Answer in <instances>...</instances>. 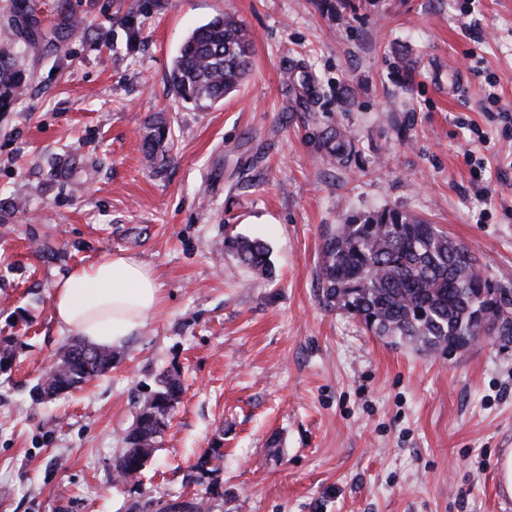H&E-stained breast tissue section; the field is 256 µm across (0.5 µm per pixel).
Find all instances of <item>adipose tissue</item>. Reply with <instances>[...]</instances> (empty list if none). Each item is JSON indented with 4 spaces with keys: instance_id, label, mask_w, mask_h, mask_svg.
<instances>
[{
    "instance_id": "1",
    "label": "adipose tissue",
    "mask_w": 512,
    "mask_h": 512,
    "mask_svg": "<svg viewBox=\"0 0 512 512\" xmlns=\"http://www.w3.org/2000/svg\"><path fill=\"white\" fill-rule=\"evenodd\" d=\"M162 301L148 267L132 255H108L75 267L52 292L59 331L102 347H118L142 329Z\"/></svg>"
}]
</instances>
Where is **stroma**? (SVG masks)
Here are the masks:
<instances>
[{"label":"stroma","instance_id":"35a3bbf8","mask_svg":"<svg viewBox=\"0 0 512 512\" xmlns=\"http://www.w3.org/2000/svg\"><path fill=\"white\" fill-rule=\"evenodd\" d=\"M0 44L32 37L33 80L0 112V512H512V336L454 355L378 336L324 306L323 237L400 208L437 224L512 286V0H36ZM251 70L215 104L167 83L186 35L222 12ZM139 29L127 38L128 26ZM412 71H403L399 57ZM171 123L166 160L144 135ZM342 129V168L313 137ZM61 157V175L49 162ZM264 240L263 276L221 249ZM151 269L163 301L111 370L56 399L31 390L70 342L56 281L108 254ZM185 391L130 483L115 458L166 371ZM224 450L218 471L197 458Z\"/></svg>","mask_w":512,"mask_h":512}]
</instances>
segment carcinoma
<instances>
[{"mask_svg":"<svg viewBox=\"0 0 512 512\" xmlns=\"http://www.w3.org/2000/svg\"><path fill=\"white\" fill-rule=\"evenodd\" d=\"M251 35L225 12L195 28L175 56L168 82L183 100L219 102L236 91L250 67ZM37 42L0 45V111L29 84L17 58ZM170 126L155 121L145 139L150 162L166 154ZM330 161L349 166L350 139L337 129L314 133ZM224 253L244 266L268 270L269 249L259 239L224 238ZM324 304L357 319L378 336L394 337L453 355L482 336H512V288L490 281L462 243L430 221L398 208L351 215L327 232L321 247ZM56 369L32 389L36 401L74 389L112 369V349L76 339ZM182 395L180 375L170 372L139 405L116 461L119 474L139 476ZM220 447L207 449L193 469L219 470Z\"/></svg>","mask_w":512,"mask_h":512,"instance_id":"carcinoma-1","label":"carcinoma"}]
</instances>
